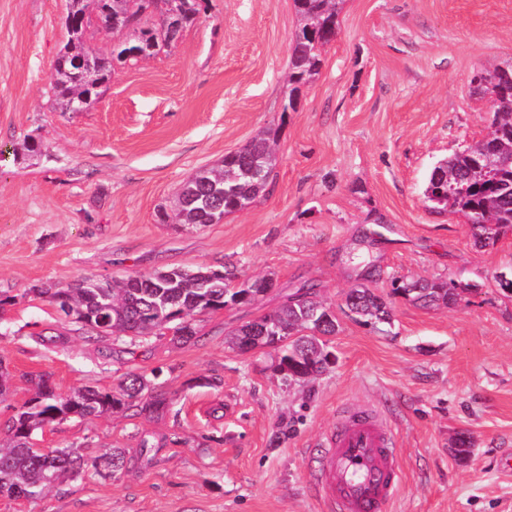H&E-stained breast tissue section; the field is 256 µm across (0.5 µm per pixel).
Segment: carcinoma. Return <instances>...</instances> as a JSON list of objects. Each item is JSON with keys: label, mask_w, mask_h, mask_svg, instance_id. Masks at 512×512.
<instances>
[{"label": "carcinoma", "mask_w": 512, "mask_h": 512, "mask_svg": "<svg viewBox=\"0 0 512 512\" xmlns=\"http://www.w3.org/2000/svg\"><path fill=\"white\" fill-rule=\"evenodd\" d=\"M344 0H293L299 27L291 44L288 97L284 106L295 110L296 93L313 82L322 68V53L336 37L338 15ZM112 24L88 15V0H67L76 26L67 32V42L56 62L54 96L60 109L72 100L90 105L99 92L85 87L77 61L93 58L100 80L106 82L116 61H139L172 45L177 37L152 24L154 17L181 13L185 25L193 24L205 0H110ZM114 34L133 31V37L113 44L106 56L89 43L95 31ZM478 88L487 97L492 114V139L475 141L438 163L428 178L425 202L432 209L460 214L470 224L472 235L487 245L512 231V64L481 70ZM275 133L267 131L239 151L224 157L220 168L198 172L182 187L176 205L180 224L204 226L238 211L239 202H254L269 185L276 165L271 145ZM269 276L240 280L236 265L220 269L199 267L193 271L172 267L152 273H133L112 281L84 278L66 287L49 285L34 289L60 312L79 314L72 322L87 330L103 318L102 333L146 339L156 330L181 327L172 337L177 343L195 338V315L229 306H246L267 293ZM392 292L424 307L451 305L459 287L442 279H396ZM345 304L359 321L374 327L391 319L388 302L361 283L349 289ZM338 323L312 287L289 297L274 310L248 321L232 332V345L241 341L266 345L275 339L279 347L277 368L287 370V383L304 382L324 368L328 347L324 337L334 336ZM33 394L0 428V495L35 500L47 490L85 474L115 476L127 466L123 448H107L93 457L67 449L46 450L33 440L45 428L71 417L101 416L132 410L139 415H163L171 399L140 373L125 375L110 391L78 387L66 398L55 396L46 373L30 375Z\"/></svg>", "instance_id": "cac0c4a2"}]
</instances>
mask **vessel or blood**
<instances>
[{"label": "vessel or blood", "instance_id": "b4317fda", "mask_svg": "<svg viewBox=\"0 0 512 512\" xmlns=\"http://www.w3.org/2000/svg\"><path fill=\"white\" fill-rule=\"evenodd\" d=\"M316 483L331 512H388L403 483L393 433L369 411L342 418Z\"/></svg>", "mask_w": 512, "mask_h": 512}]
</instances>
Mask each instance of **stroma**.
<instances>
[{
    "mask_svg": "<svg viewBox=\"0 0 512 512\" xmlns=\"http://www.w3.org/2000/svg\"><path fill=\"white\" fill-rule=\"evenodd\" d=\"M66 0H0V361L14 376L0 424L31 396L157 374L173 399L160 418L113 413L47 427L46 448L125 449L127 469L69 480L0 512H328L313 473L344 410L393 430L403 484L390 512H512V232L476 246L464 218L427 208L440 160L489 132L481 69L512 63V0H344L321 73L284 111L292 0H207L171 47L114 63L84 111L52 92L67 41ZM276 133L271 184L251 207L206 226L166 224L180 187ZM381 236L361 242L363 229ZM392 309L375 328L348 315L361 283ZM237 263L273 275L258 303L196 318V340L91 336L37 287L170 267ZM448 279L455 304L423 307L395 279ZM315 286L335 313L336 357L286 384L267 348L230 334ZM471 453L454 452L458 437Z\"/></svg>",
    "mask_w": 512,
    "mask_h": 512,
    "instance_id": "1",
    "label": "stroma"
}]
</instances>
